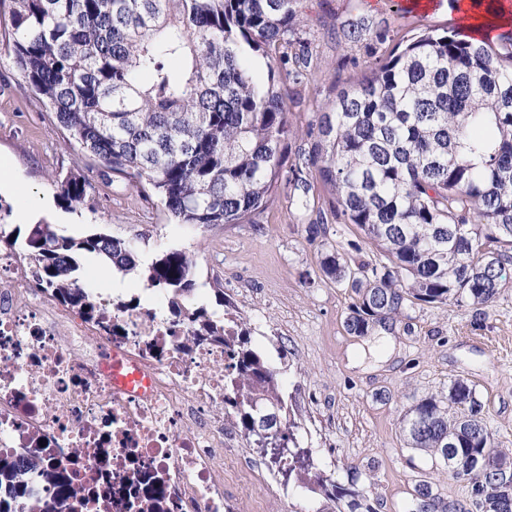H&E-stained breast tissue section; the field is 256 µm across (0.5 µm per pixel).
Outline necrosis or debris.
Wrapping results in <instances>:
<instances>
[{
	"mask_svg": "<svg viewBox=\"0 0 512 512\" xmlns=\"http://www.w3.org/2000/svg\"><path fill=\"white\" fill-rule=\"evenodd\" d=\"M0 455L42 448L84 489L61 512H236L224 494L234 431L224 404L222 344L186 343L162 294L130 307L106 299L111 323L32 288L28 261L0 251ZM141 370L145 392L115 387L103 364Z\"/></svg>",
	"mask_w": 512,
	"mask_h": 512,
	"instance_id": "obj_1",
	"label": "necrosis or debris"
}]
</instances>
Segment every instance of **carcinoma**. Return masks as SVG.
Wrapping results in <instances>:
<instances>
[{"instance_id":"1","label":"carcinoma","mask_w":512,"mask_h":512,"mask_svg":"<svg viewBox=\"0 0 512 512\" xmlns=\"http://www.w3.org/2000/svg\"><path fill=\"white\" fill-rule=\"evenodd\" d=\"M10 3L11 30L0 44L33 93L80 149L178 224H244L264 212L279 188L302 206L314 168L336 191V213L380 247L386 262L361 263L355 273L336 252L321 261L326 276L351 281L358 295L347 328L358 336L397 315L410 300L444 304L496 298L512 268V29L495 45L460 31H425L378 64L371 77L343 92L318 122L319 140L286 167L289 95L283 76L302 82L309 52L297 28L300 0H0ZM383 39L366 18L342 28L359 42ZM265 60L258 80L246 63ZM94 185L62 182L68 210L84 204ZM21 254L37 281L72 306L95 295L75 273L81 258L107 259L123 274L136 269L164 292L171 312L189 316L195 335L225 346L224 376L245 438L256 437L253 405L278 409L269 427L288 457L299 453L296 425L277 387V371L250 345L249 333L227 329L224 315L203 306L185 310L195 289V260L161 247L138 267L135 246L105 233L73 238L53 225H33ZM408 447L442 462L448 443L468 454L489 448L468 480L477 491L494 480L512 512V448H496L483 405L470 383L426 395L401 420ZM39 477L63 500L80 489L63 470L48 471L33 455L18 466L0 458V512H55L41 499L24 501L25 483ZM327 500L354 496L316 478Z\"/></svg>"}]
</instances>
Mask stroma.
I'll list each match as a JSON object with an SVG mask.
<instances>
[{"label":"stroma","instance_id":"stroma-1","mask_svg":"<svg viewBox=\"0 0 512 512\" xmlns=\"http://www.w3.org/2000/svg\"><path fill=\"white\" fill-rule=\"evenodd\" d=\"M367 14L385 20V39L371 36L358 45L337 39L342 24ZM302 18L310 66L291 88L298 99L289 112L292 164L317 138V113L331 111L337 95L369 75L396 43L427 28L461 25L448 0H436L425 14L408 10L405 0H303ZM0 160L10 172L0 183L6 230L25 233L46 222L64 235L134 239L142 262L163 246L191 252L193 304L242 318L252 347L278 372L316 472L353 485L373 512H416L421 483L440 504L471 505L469 482L410 449L401 429L403 413L446 390L450 380L475 385L496 446L512 448V275L489 305L411 303L371 335H354L346 321L357 296L349 284L324 276L322 256L334 249L347 262L373 263L381 254L356 225L337 223L336 197L315 170L306 174L313 183L309 210L283 187L250 224L169 223L123 180L100 179L97 160L71 140L7 58L0 60ZM69 175L97 186L74 212L61 205L56 184ZM317 220L325 231L312 241L306 226ZM79 277L107 295L121 289L127 300L150 294L139 272L121 274L98 260L84 263ZM237 442L243 453L225 461L223 477L227 492L240 498L239 512H320V489L284 481L256 445L242 436Z\"/></svg>","mask_w":512,"mask_h":512}]
</instances>
